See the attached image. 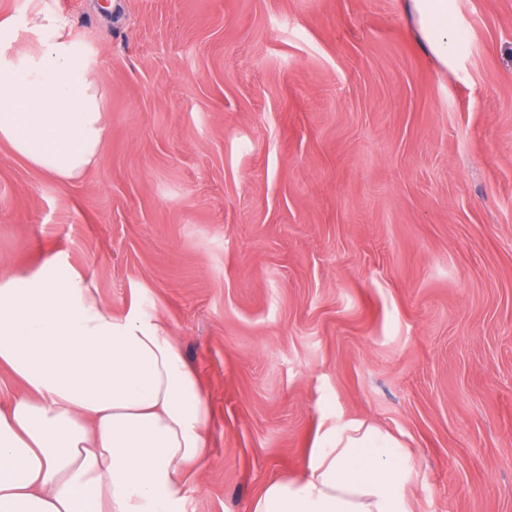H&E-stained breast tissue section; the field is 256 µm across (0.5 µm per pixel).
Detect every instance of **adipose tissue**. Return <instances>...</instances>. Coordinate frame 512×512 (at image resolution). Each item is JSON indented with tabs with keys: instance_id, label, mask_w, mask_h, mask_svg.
<instances>
[{
	"instance_id": "1",
	"label": "adipose tissue",
	"mask_w": 512,
	"mask_h": 512,
	"mask_svg": "<svg viewBox=\"0 0 512 512\" xmlns=\"http://www.w3.org/2000/svg\"><path fill=\"white\" fill-rule=\"evenodd\" d=\"M404 5L450 65L453 0ZM96 65L63 15L1 20L0 142L50 177L85 174L107 135ZM1 366L22 390L0 404V512H183L211 410L165 323L114 317L82 271L49 256L0 275ZM412 472L393 437L359 424L325 433L306 475L266 483L251 512H410Z\"/></svg>"
}]
</instances>
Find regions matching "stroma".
<instances>
[{
    "label": "stroma",
    "instance_id": "stroma-1",
    "mask_svg": "<svg viewBox=\"0 0 512 512\" xmlns=\"http://www.w3.org/2000/svg\"><path fill=\"white\" fill-rule=\"evenodd\" d=\"M98 59L100 158L0 144V274L49 255L166 323L206 395L184 512H249L326 431L415 468L410 512H512V0H0ZM405 10L422 37L423 48L443 65L455 58L453 0H404Z\"/></svg>",
    "mask_w": 512,
    "mask_h": 512
}]
</instances>
